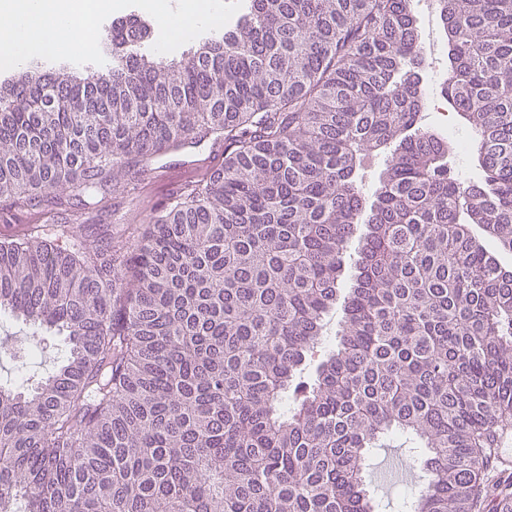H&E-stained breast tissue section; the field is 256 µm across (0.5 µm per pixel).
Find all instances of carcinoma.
<instances>
[{
	"label": "carcinoma",
	"instance_id": "1",
	"mask_svg": "<svg viewBox=\"0 0 512 512\" xmlns=\"http://www.w3.org/2000/svg\"><path fill=\"white\" fill-rule=\"evenodd\" d=\"M436 2L469 185L422 125L415 0H250L178 60L114 27L110 72L18 76L2 222L132 193L187 144L224 162L94 249L0 237V312L68 338L0 385V512H376L364 470L403 437L426 449L408 512H512L489 479L512 424V0ZM385 160L384 154L372 155L367 158L362 170L364 189L367 193L371 194L375 189L379 176L385 168Z\"/></svg>",
	"mask_w": 512,
	"mask_h": 512
}]
</instances>
